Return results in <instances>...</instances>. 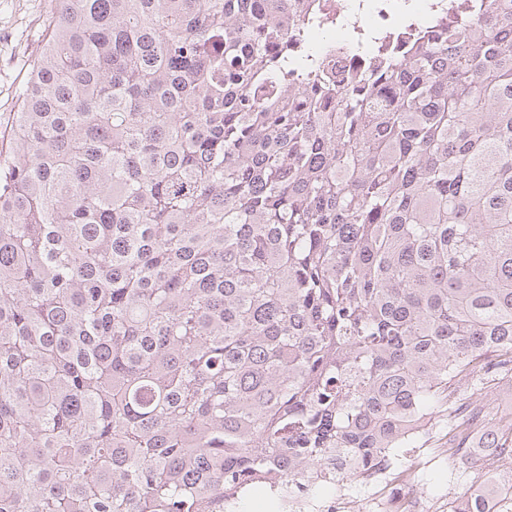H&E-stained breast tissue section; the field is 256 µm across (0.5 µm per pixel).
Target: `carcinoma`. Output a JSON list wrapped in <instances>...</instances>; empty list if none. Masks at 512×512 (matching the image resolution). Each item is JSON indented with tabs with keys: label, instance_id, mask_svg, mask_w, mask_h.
Instances as JSON below:
<instances>
[{
	"label": "carcinoma",
	"instance_id": "obj_1",
	"mask_svg": "<svg viewBox=\"0 0 512 512\" xmlns=\"http://www.w3.org/2000/svg\"><path fill=\"white\" fill-rule=\"evenodd\" d=\"M495 2L352 75L306 0H53L0 129V512L352 481L512 382Z\"/></svg>",
	"mask_w": 512,
	"mask_h": 512
}]
</instances>
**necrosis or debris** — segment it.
Segmentation results:
<instances>
[{
  "mask_svg": "<svg viewBox=\"0 0 512 512\" xmlns=\"http://www.w3.org/2000/svg\"><path fill=\"white\" fill-rule=\"evenodd\" d=\"M322 23L315 36L337 66L357 73L376 63L389 51H403L415 36L434 32L445 25L456 0H313ZM427 432H414L415 451H427L431 462L451 459L455 473L480 485L493 469L512 471V455L507 453L477 461L467 443L449 442L447 447L425 449ZM418 464L405 465L392 453L380 457L361 470L358 479L369 485L364 498L354 497L347 485L329 470L318 472L320 481L333 485L331 496L315 498L307 494L274 491L275 512H440V500L421 502L417 496Z\"/></svg>",
  "mask_w": 512,
  "mask_h": 512,
  "instance_id": "necrosis-or-debris-1",
  "label": "necrosis or debris"
}]
</instances>
